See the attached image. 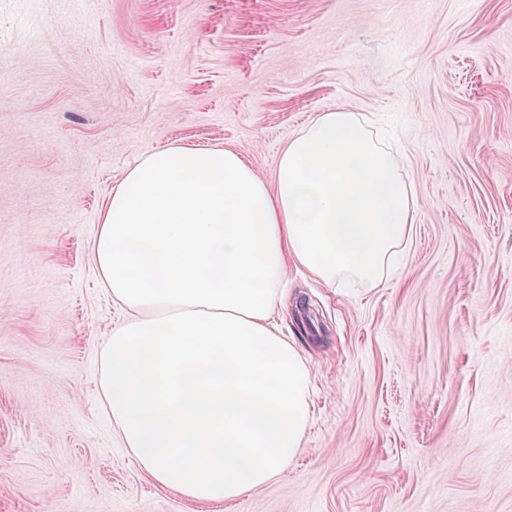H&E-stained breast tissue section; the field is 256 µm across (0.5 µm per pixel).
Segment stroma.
<instances>
[{"label": "stroma", "mask_w": 512, "mask_h": 512, "mask_svg": "<svg viewBox=\"0 0 512 512\" xmlns=\"http://www.w3.org/2000/svg\"><path fill=\"white\" fill-rule=\"evenodd\" d=\"M342 108L414 186L376 286L290 268L274 324L313 377L303 449L221 504L158 487L108 419L122 313L91 242L167 146L271 179ZM512 512V0H0V512Z\"/></svg>", "instance_id": "obj_1"}]
</instances>
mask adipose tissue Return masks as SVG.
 I'll use <instances>...</instances> for the list:
<instances>
[{"label": "adipose tissue", "instance_id": "ef3b65f1", "mask_svg": "<svg viewBox=\"0 0 512 512\" xmlns=\"http://www.w3.org/2000/svg\"><path fill=\"white\" fill-rule=\"evenodd\" d=\"M415 199L358 113H319L272 179L226 148L167 147L130 169L91 244L126 316L101 346V393L155 484L221 503L301 451L311 372L273 329L289 264L367 285L412 233Z\"/></svg>", "mask_w": 512, "mask_h": 512}]
</instances>
